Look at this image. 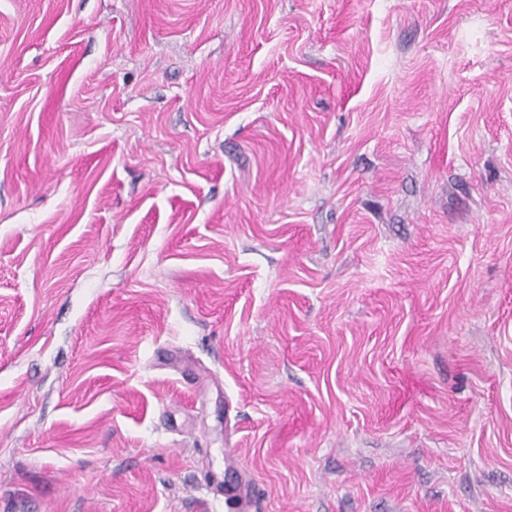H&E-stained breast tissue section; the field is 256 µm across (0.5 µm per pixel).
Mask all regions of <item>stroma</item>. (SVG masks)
<instances>
[{
    "instance_id": "obj_1",
    "label": "stroma",
    "mask_w": 512,
    "mask_h": 512,
    "mask_svg": "<svg viewBox=\"0 0 512 512\" xmlns=\"http://www.w3.org/2000/svg\"><path fill=\"white\" fill-rule=\"evenodd\" d=\"M244 473L512 512V0H0V512Z\"/></svg>"
}]
</instances>
